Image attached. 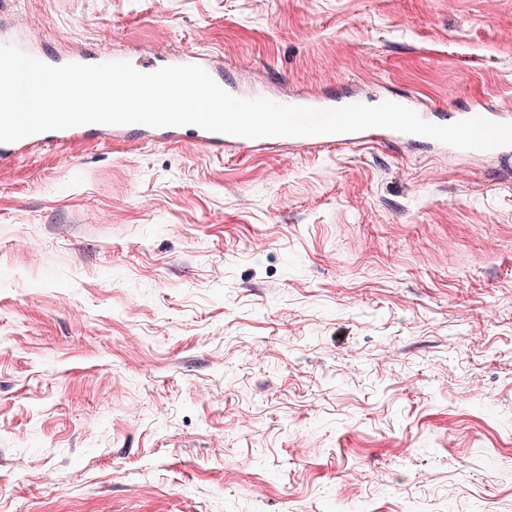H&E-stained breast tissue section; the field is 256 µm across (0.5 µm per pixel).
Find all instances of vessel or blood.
<instances>
[{
	"mask_svg": "<svg viewBox=\"0 0 512 512\" xmlns=\"http://www.w3.org/2000/svg\"><path fill=\"white\" fill-rule=\"evenodd\" d=\"M39 60L53 65L61 66L69 63L95 64L106 62L104 54L92 52L82 47H73L63 52H38ZM197 65L205 69L216 82L224 80V65L217 62L212 55L199 53H150L139 66L140 71L149 73L165 66ZM96 136L115 142H126L131 139L142 141H161L169 144L182 143L184 138H191L193 143L205 150L224 154H259L278 148L304 151L314 147L331 148L334 146H355L366 143L391 144L404 141V133L372 128L354 133H342L320 136L297 137H263L251 139L246 137L220 134L207 131L201 127L168 126L150 127L141 124L132 125H105L88 124L75 126L62 130H53L33 134L11 143H0V163L14 160L18 156L36 149L49 146L76 143L89 137Z\"/></svg>",
	"mask_w": 512,
	"mask_h": 512,
	"instance_id": "b4317fda",
	"label": "vessel or blood"
}]
</instances>
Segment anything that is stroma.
<instances>
[{"label": "stroma", "mask_w": 512, "mask_h": 512, "mask_svg": "<svg viewBox=\"0 0 512 512\" xmlns=\"http://www.w3.org/2000/svg\"><path fill=\"white\" fill-rule=\"evenodd\" d=\"M1 25L217 54L271 97L512 112V0H5ZM0 512H512V154L0 164Z\"/></svg>", "instance_id": "stroma-1"}]
</instances>
